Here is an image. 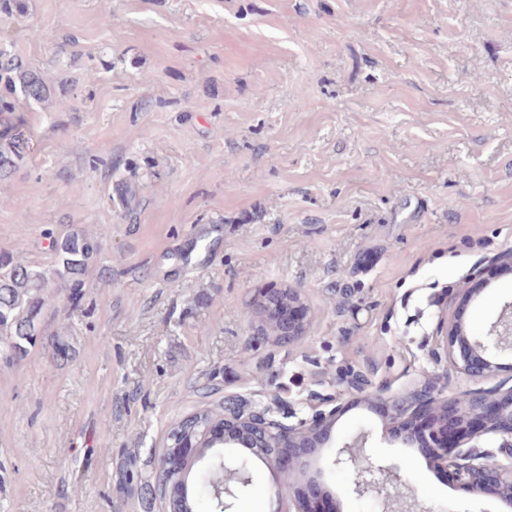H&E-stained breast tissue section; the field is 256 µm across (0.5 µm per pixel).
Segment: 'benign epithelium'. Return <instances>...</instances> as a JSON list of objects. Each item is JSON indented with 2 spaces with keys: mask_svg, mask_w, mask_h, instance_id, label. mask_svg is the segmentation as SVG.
Here are the masks:
<instances>
[{
  "mask_svg": "<svg viewBox=\"0 0 512 512\" xmlns=\"http://www.w3.org/2000/svg\"><path fill=\"white\" fill-rule=\"evenodd\" d=\"M297 299L293 289L275 291L264 296L255 308V314L263 317L284 300ZM496 319L480 335L465 336L456 321H448V309H442L435 326V335L442 337L450 364L458 372L471 378L482 379L492 367V359L503 354H512V302L496 301ZM465 407L457 405L455 398L447 395L446 377H439L420 390L406 397H390L388 403L393 413L400 417H414L434 408H448L455 405L459 417L477 425L469 438L486 435L501 438L499 447H512V385L500 383L491 388H476L465 391ZM343 411L338 403L327 410H319L295 427L278 419L270 406H260L241 399L224 400V425L233 429V434L224 436L212 431L214 422L200 420L188 430H180L169 437L170 443L159 454V471L167 477L161 484L164 499L171 512H177L173 504L179 502V484L172 476L179 472L183 461L171 453L173 448H199L201 445L218 440L226 448L244 443L259 449L263 457L288 475V464L304 458L311 444L300 438V432L317 435ZM369 434L360 433L352 441L343 444L331 458L330 465L337 470L351 472L353 491L359 496L371 495L379 499L391 496L390 480L400 481V464L387 463L367 454L365 445ZM432 455L437 466L448 474V479L464 488L495 486L512 495V452L506 461L488 460L485 452H476L473 447L454 446L448 451V435L435 431L429 440ZM225 472V480L214 487L212 498L224 512H230L233 503L250 484V476L244 466L234 459L222 458L214 464Z\"/></svg>",
  "mask_w": 512,
  "mask_h": 512,
  "instance_id": "1",
  "label": "benign epithelium"
}]
</instances>
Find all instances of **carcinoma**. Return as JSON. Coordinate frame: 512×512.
<instances>
[{
  "label": "carcinoma",
  "mask_w": 512,
  "mask_h": 512,
  "mask_svg": "<svg viewBox=\"0 0 512 512\" xmlns=\"http://www.w3.org/2000/svg\"><path fill=\"white\" fill-rule=\"evenodd\" d=\"M0 80L19 87L28 100L41 102L47 87L34 73L15 62L6 49H0ZM17 97L0 96V180L14 173L19 161L32 146L23 120L16 115ZM98 240L72 233L57 246L56 276L70 283L72 299L80 300V287L89 261L98 251ZM49 279L38 270L0 258V334L10 339L9 349L0 358L11 364L25 355L43 336L41 313ZM210 497L206 476L196 478L187 496L191 512H202Z\"/></svg>",
  "instance_id": "1"
}]
</instances>
